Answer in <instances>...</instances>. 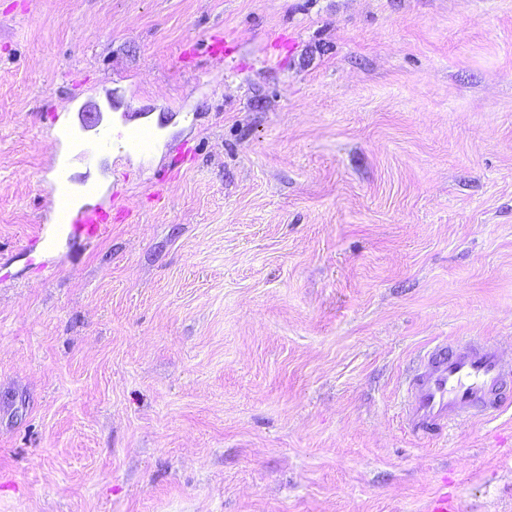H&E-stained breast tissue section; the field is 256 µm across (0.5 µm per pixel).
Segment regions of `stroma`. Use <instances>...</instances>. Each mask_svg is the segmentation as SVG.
<instances>
[{
    "label": "stroma",
    "instance_id": "obj_1",
    "mask_svg": "<svg viewBox=\"0 0 512 512\" xmlns=\"http://www.w3.org/2000/svg\"><path fill=\"white\" fill-rule=\"evenodd\" d=\"M100 108L169 131L36 250ZM459 337L512 364V0H0V512H512V388L401 417Z\"/></svg>",
    "mask_w": 512,
    "mask_h": 512
}]
</instances>
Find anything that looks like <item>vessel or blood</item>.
<instances>
[{"mask_svg":"<svg viewBox=\"0 0 512 512\" xmlns=\"http://www.w3.org/2000/svg\"><path fill=\"white\" fill-rule=\"evenodd\" d=\"M79 120V131L69 134L56 164L51 201L54 226L39 228L34 235L35 244L45 248L63 236L78 246L91 242L102 234L110 217L109 211L79 202V195H94L95 189L88 186L82 194L74 193L67 174L69 157L92 166L105 155L120 160L148 153L153 146V126L115 134L104 124L101 113L83 111ZM507 375L494 346L468 342L435 346L421 357L408 383L405 419L415 435L438 436L474 416L492 418L502 408L498 394Z\"/></svg>","mask_w":512,"mask_h":512,"instance_id":"obj_1","label":"vessel or blood"}]
</instances>
